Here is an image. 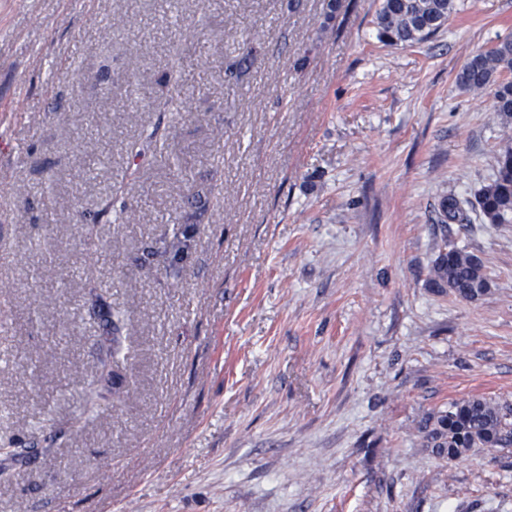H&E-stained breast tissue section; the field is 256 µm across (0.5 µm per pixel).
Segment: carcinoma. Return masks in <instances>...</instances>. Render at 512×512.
<instances>
[{
  "label": "carcinoma",
  "mask_w": 512,
  "mask_h": 512,
  "mask_svg": "<svg viewBox=\"0 0 512 512\" xmlns=\"http://www.w3.org/2000/svg\"><path fill=\"white\" fill-rule=\"evenodd\" d=\"M456 0H382L376 24L379 35L393 45H412L435 34L456 11ZM512 71V39H504L490 50L473 56L458 74L459 83L473 91H482L496 83V75ZM182 101L174 95L158 96L152 101L158 112H179ZM494 110L505 117L512 116V82L497 83L494 92ZM106 201L93 216V222L81 227L89 255L95 256L107 245L100 238L95 224L99 217L114 213L113 223L127 221L125 208L111 210ZM472 208L479 211L489 224L512 223V144L503 146L497 156L494 179L475 195ZM442 223H469L467 202L457 196L441 200ZM429 286L448 289L454 296L473 301L491 288L483 260L476 254L456 245H447L434 259L429 273ZM106 357L101 367L87 381L81 396L78 426H83L98 415L97 388L103 382L112 387V394L120 395L122 376L117 358L123 351L117 336L103 337ZM437 426L425 424L421 431L436 452L452 457L466 454L474 448L512 447V404H504L482 397H471L452 402L448 410L436 419Z\"/></svg>",
  "instance_id": "cac0c4a2"
}]
</instances>
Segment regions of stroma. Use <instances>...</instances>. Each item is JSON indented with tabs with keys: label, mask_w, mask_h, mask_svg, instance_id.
<instances>
[{
	"label": "stroma",
	"mask_w": 512,
	"mask_h": 512,
	"mask_svg": "<svg viewBox=\"0 0 512 512\" xmlns=\"http://www.w3.org/2000/svg\"><path fill=\"white\" fill-rule=\"evenodd\" d=\"M328 3L0 0V512H512V447L454 460L420 430L512 403V223L439 214L512 142L493 88L457 81L512 38V0H457L410 46L379 38L380 0ZM173 64L182 110L160 114ZM126 182L89 262L82 215ZM177 224L169 267L147 250ZM446 241L484 260L481 299L430 287ZM88 266L126 357L78 432ZM440 211L443 217L441 223H469L467 202L457 196L444 197L440 202Z\"/></svg>",
	"instance_id": "stroma-1"
}]
</instances>
